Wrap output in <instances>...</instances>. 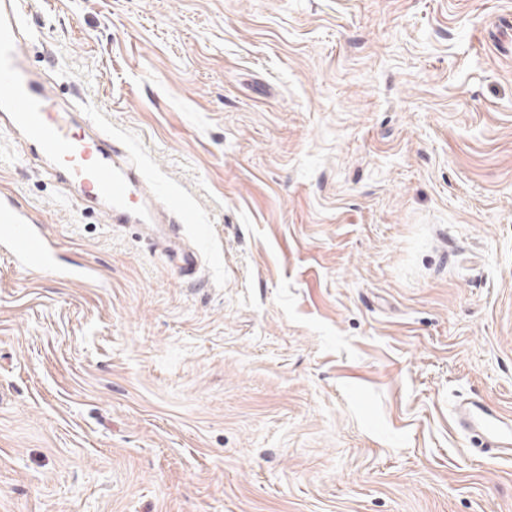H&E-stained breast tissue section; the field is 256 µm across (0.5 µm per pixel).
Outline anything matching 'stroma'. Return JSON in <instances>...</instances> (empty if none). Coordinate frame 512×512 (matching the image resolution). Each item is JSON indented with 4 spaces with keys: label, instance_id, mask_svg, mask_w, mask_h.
<instances>
[{
    "label": "stroma",
    "instance_id": "1",
    "mask_svg": "<svg viewBox=\"0 0 512 512\" xmlns=\"http://www.w3.org/2000/svg\"><path fill=\"white\" fill-rule=\"evenodd\" d=\"M31 67L191 208L182 279L0 123V512H512V0H33ZM1 248L22 270H43L62 279H82L87 267H64L60 264L54 243L39 229L37 218L30 209L17 205L0 195ZM452 419L463 434L473 435L481 443L484 460L494 463L512 455L511 416L492 407L483 398L455 402Z\"/></svg>",
    "mask_w": 512,
    "mask_h": 512
}]
</instances>
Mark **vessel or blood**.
<instances>
[{
  "label": "vessel or blood",
  "mask_w": 512,
  "mask_h": 512,
  "mask_svg": "<svg viewBox=\"0 0 512 512\" xmlns=\"http://www.w3.org/2000/svg\"><path fill=\"white\" fill-rule=\"evenodd\" d=\"M28 34L26 0H0V112L9 115L31 152L60 163L88 196L108 201L114 224L153 223L152 212L135 206L132 199L133 187L144 179L142 170L119 159L111 134L95 131L90 113L76 119L67 111H51L52 90L22 50ZM79 121L89 127V134L75 133ZM36 222L31 210L0 195V249L17 267L65 280L84 278L85 267L60 264L54 243ZM163 254L183 278L195 281L196 252L167 246ZM452 419L460 432L479 439L486 462L512 457V416L472 398L455 402Z\"/></svg>",
  "instance_id": "obj_1"
}]
</instances>
